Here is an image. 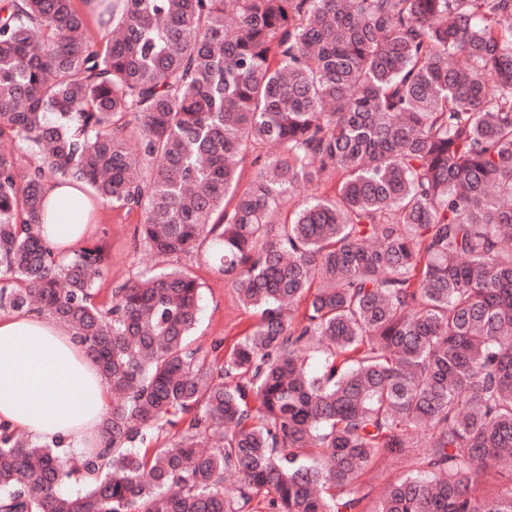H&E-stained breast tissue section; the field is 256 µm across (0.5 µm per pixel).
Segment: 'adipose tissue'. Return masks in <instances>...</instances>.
I'll return each mask as SVG.
<instances>
[{
  "instance_id": "1",
  "label": "adipose tissue",
  "mask_w": 512,
  "mask_h": 512,
  "mask_svg": "<svg viewBox=\"0 0 512 512\" xmlns=\"http://www.w3.org/2000/svg\"><path fill=\"white\" fill-rule=\"evenodd\" d=\"M47 215L39 233L60 251L90 233L98 206L55 178L44 185ZM109 388L84 347L56 321L30 311L0 314V423L41 443L83 453L100 445Z\"/></svg>"
}]
</instances>
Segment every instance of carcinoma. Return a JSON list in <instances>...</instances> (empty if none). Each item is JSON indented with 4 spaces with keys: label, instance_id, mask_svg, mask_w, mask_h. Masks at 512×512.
<instances>
[{
    "label": "carcinoma",
    "instance_id": "cac0c4a2",
    "mask_svg": "<svg viewBox=\"0 0 512 512\" xmlns=\"http://www.w3.org/2000/svg\"><path fill=\"white\" fill-rule=\"evenodd\" d=\"M74 2L0 0V139L39 153L0 150V310L121 400L78 461L0 425V512H362L383 460L373 512H512V0H101L99 43ZM51 177L259 321L193 345L181 267L99 301L104 248L34 231Z\"/></svg>",
    "mask_w": 512,
    "mask_h": 512
}]
</instances>
